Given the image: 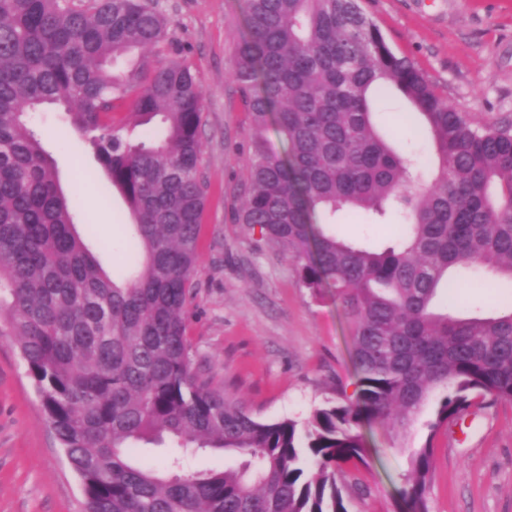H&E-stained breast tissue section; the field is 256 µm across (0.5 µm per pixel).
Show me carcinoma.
<instances>
[{
	"mask_svg": "<svg viewBox=\"0 0 512 512\" xmlns=\"http://www.w3.org/2000/svg\"><path fill=\"white\" fill-rule=\"evenodd\" d=\"M244 13L230 78L252 133L237 223L287 253L305 287L335 289L354 338L356 401L304 423L256 420L193 367L202 93L189 67L145 56L166 41L162 12L153 0H0V335L16 341L85 512H348L337 475L366 463L362 418L398 438L445 388L434 435L477 397L512 401V311L433 307L452 269L512 279V124L455 111L358 0H245ZM389 88L431 134L430 181L374 123ZM131 95L130 117L115 118ZM47 106L67 112L126 204L143 261L122 285L76 230L32 124ZM355 210L398 216L402 237L377 251L326 231ZM166 437L164 467L133 457ZM201 450L240 462L180 474ZM410 464L400 499L428 512L432 441Z\"/></svg>",
	"mask_w": 512,
	"mask_h": 512,
	"instance_id": "cac0c4a2",
	"label": "carcinoma"
}]
</instances>
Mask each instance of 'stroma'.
Here are the masks:
<instances>
[{
    "mask_svg": "<svg viewBox=\"0 0 512 512\" xmlns=\"http://www.w3.org/2000/svg\"><path fill=\"white\" fill-rule=\"evenodd\" d=\"M172 43L158 61L181 60L201 79V170L207 202L186 334L204 378L241 400L257 420H305L315 408L355 400L350 323L332 291L305 288L294 262L244 235L243 204L251 123L229 79L244 33L243 0H156ZM394 53L407 57L457 111L480 123H512V0H360ZM405 101H390L375 123L393 147L422 167L434 163L427 132ZM78 230L103 267L122 278L137 257L125 233L126 207L72 131L67 114L39 112ZM331 230L347 243L383 249L398 220L361 212ZM438 310L490 317L512 308V279L454 272ZM444 389L435 390L402 441L372 422L360 431L366 462L342 467L348 512H399L409 448L432 442L429 512H512V401H478L438 431L429 424ZM0 512H84L69 469L12 337L0 336Z\"/></svg>",
    "mask_w": 512,
    "mask_h": 512,
    "instance_id": "1",
    "label": "stroma"
}]
</instances>
